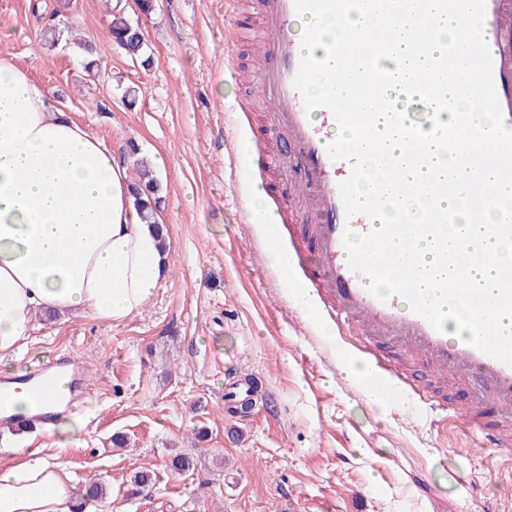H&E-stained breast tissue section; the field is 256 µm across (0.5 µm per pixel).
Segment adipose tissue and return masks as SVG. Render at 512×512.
<instances>
[{"label":"adipose tissue","mask_w":512,"mask_h":512,"mask_svg":"<svg viewBox=\"0 0 512 512\" xmlns=\"http://www.w3.org/2000/svg\"><path fill=\"white\" fill-rule=\"evenodd\" d=\"M131 164L0 56V370L25 350L35 312L120 323L165 278L161 239L132 203ZM24 454L0 469V512H82L66 467L41 448Z\"/></svg>","instance_id":"1"}]
</instances>
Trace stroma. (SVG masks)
Here are the masks:
<instances>
[{"label":"stroma","instance_id":"35a3bbf8","mask_svg":"<svg viewBox=\"0 0 512 512\" xmlns=\"http://www.w3.org/2000/svg\"><path fill=\"white\" fill-rule=\"evenodd\" d=\"M117 3L150 67L105 45V0H0V54L110 147L152 163L167 227L169 270L139 313L118 325L34 317L20 366L68 353L91 386L60 462L78 485L105 482L112 512H512L505 455L446 412L372 405L339 365L346 336L307 323L255 250L261 231L224 157L233 106L267 121L257 91L224 72L226 41L248 64L251 31L228 29L224 0H155L147 15ZM84 41L101 47L93 77ZM231 372L262 384L243 417L224 408ZM179 453L189 471L172 468Z\"/></svg>","mask_w":512,"mask_h":512}]
</instances>
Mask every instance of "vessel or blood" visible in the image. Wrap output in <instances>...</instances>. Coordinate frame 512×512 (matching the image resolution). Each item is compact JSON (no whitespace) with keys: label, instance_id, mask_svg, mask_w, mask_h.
<instances>
[{"label":"vessel or blood","instance_id":"b4317fda","mask_svg":"<svg viewBox=\"0 0 512 512\" xmlns=\"http://www.w3.org/2000/svg\"><path fill=\"white\" fill-rule=\"evenodd\" d=\"M262 31L259 55L266 63L260 75L269 101V123L287 135V150L270 152L257 132H250L248 172L280 168L282 177L271 193L293 199L315 223L305 225V246L291 255L285 279L312 293L319 318L332 321L355 336L359 351L371 357L374 385L408 403L423 402L419 386L409 380L400 365L402 356L420 358L451 390L477 379L483 398L512 419V366L486 354L460 338H448L422 316L412 312L397 295L381 300L368 290L369 280L350 268L343 245L345 231L367 235L371 220L363 214L346 217L339 184L352 165L332 159L328 131L333 113L325 107L308 112L293 85L302 52L291 33L298 12L294 0H254ZM484 35L492 54V74L503 119L512 128V0H485ZM388 344L392 355L380 354ZM482 439L492 448H512V422L483 429Z\"/></svg>","mask_w":512,"mask_h":512}]
</instances>
